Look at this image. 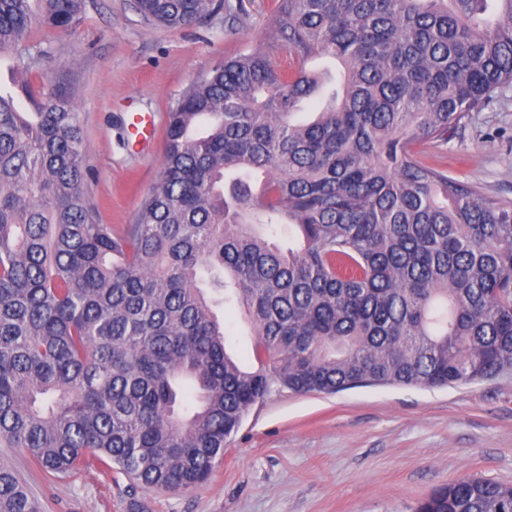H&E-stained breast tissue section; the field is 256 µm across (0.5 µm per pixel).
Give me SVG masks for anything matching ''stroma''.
Here are the masks:
<instances>
[{"mask_svg":"<svg viewBox=\"0 0 512 512\" xmlns=\"http://www.w3.org/2000/svg\"><path fill=\"white\" fill-rule=\"evenodd\" d=\"M276 0H225L185 28L143 17L134 0H86L68 32H31L27 77L0 54V91L22 81L65 89L87 143L83 190L100 223H135L158 183L168 112L191 83L227 57L265 44ZM156 115L151 140L128 131L129 112ZM423 159L512 203V88L465 119ZM41 512H129L112 473L45 479L15 448H0ZM463 475L512 484V369L441 388L385 385L335 394L274 390L253 406L209 481L176 494L147 491L150 512H415Z\"/></svg>","mask_w":512,"mask_h":512,"instance_id":"stroma-1","label":"stroma"}]
</instances>
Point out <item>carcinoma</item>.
Wrapping results in <instances>:
<instances>
[{"mask_svg": "<svg viewBox=\"0 0 512 512\" xmlns=\"http://www.w3.org/2000/svg\"><path fill=\"white\" fill-rule=\"evenodd\" d=\"M0 0V52L69 31L85 0ZM279 0L271 40L170 108L158 184L117 233L87 202L63 90L0 94V447L60 477L95 465L141 489L204 484L276 388H425L512 367V204L420 159L512 85V0ZM186 27L223 0H135ZM329 57L334 85L305 63ZM324 106L294 121L302 104ZM288 235L290 245L278 242ZM240 307L260 367L230 352ZM0 512H40L0 464ZM416 512H512L464 476Z\"/></svg>", "mask_w": 512, "mask_h": 512, "instance_id": "carcinoma-1", "label": "carcinoma"}]
</instances>
